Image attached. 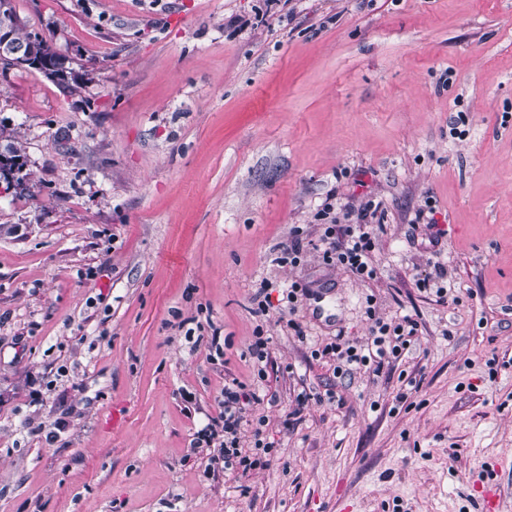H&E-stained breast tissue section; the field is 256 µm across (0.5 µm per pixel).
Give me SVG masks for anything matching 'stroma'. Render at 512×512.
Listing matches in <instances>:
<instances>
[{
  "label": "stroma",
  "instance_id": "obj_1",
  "mask_svg": "<svg viewBox=\"0 0 512 512\" xmlns=\"http://www.w3.org/2000/svg\"><path fill=\"white\" fill-rule=\"evenodd\" d=\"M12 4L83 85L0 67V512H478L487 482L512 512V0ZM327 201L383 203L377 280L276 265ZM433 250L454 301L413 284ZM287 277L303 342L255 312ZM369 295L419 340L334 376L310 351ZM259 324L240 450L262 418L275 452L218 474L190 443L257 389ZM254 342L250 345L249 353L252 359H254V370L257 367V378L263 380L268 365L270 352L268 349L269 338H263V328L258 326L254 331Z\"/></svg>",
  "mask_w": 512,
  "mask_h": 512
}]
</instances>
